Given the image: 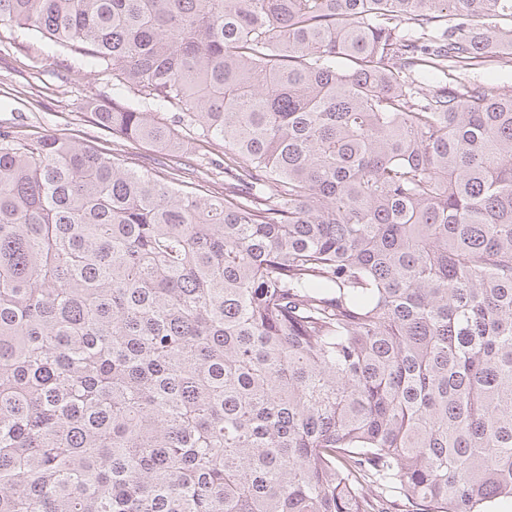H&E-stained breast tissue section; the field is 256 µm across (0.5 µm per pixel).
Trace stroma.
<instances>
[{
  "label": "stroma",
  "instance_id": "obj_1",
  "mask_svg": "<svg viewBox=\"0 0 512 512\" xmlns=\"http://www.w3.org/2000/svg\"><path fill=\"white\" fill-rule=\"evenodd\" d=\"M9 24L0 25V126L34 137L67 136L101 149H117L125 162L162 175V158L144 141L113 140L96 127L91 104L108 102L112 89L86 64L59 54L47 41L28 38L16 52Z\"/></svg>",
  "mask_w": 512,
  "mask_h": 512
}]
</instances>
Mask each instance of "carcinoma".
Wrapping results in <instances>:
<instances>
[{"mask_svg": "<svg viewBox=\"0 0 512 512\" xmlns=\"http://www.w3.org/2000/svg\"><path fill=\"white\" fill-rule=\"evenodd\" d=\"M169 178L0 130V512L512 503V0H0ZM167 111L176 127L155 119ZM224 148V190L182 188ZM477 82L484 84L491 91L500 89H511L512 87V67H503L501 65L490 63L484 66L475 74Z\"/></svg>", "mask_w": 512, "mask_h": 512, "instance_id": "carcinoma-1", "label": "carcinoma"}]
</instances>
